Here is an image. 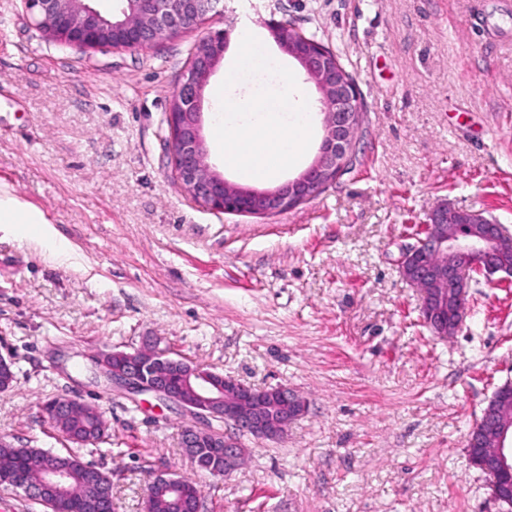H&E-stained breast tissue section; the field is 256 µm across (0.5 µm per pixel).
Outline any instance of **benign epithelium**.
Wrapping results in <instances>:
<instances>
[{"label": "benign epithelium", "instance_id": "7a95c632", "mask_svg": "<svg viewBox=\"0 0 512 512\" xmlns=\"http://www.w3.org/2000/svg\"><path fill=\"white\" fill-rule=\"evenodd\" d=\"M36 20V27L62 47L95 50H146L164 39L198 28L220 12L222 0H124L112 21L105 20L89 0H21ZM279 48L294 58L306 79L319 93L323 138L313 162L298 176L272 189L242 187L224 178L207 161L202 136L204 89L223 57L228 33L200 39L189 61L185 79L169 104L167 124L171 161L182 189L194 201L212 210L267 216L299 205L344 168L361 125V100L336 54L315 39L296 34L286 22L266 23ZM512 253V235L479 212L436 206L429 214L425 237L399 258L402 278L423 293L422 316L435 336L445 339L461 325L472 274L492 281L512 279L505 257ZM457 306L452 322L443 318L448 303ZM112 361L106 377L112 386L133 394H152L191 414L198 425L184 430L182 444L198 466L215 476L231 471L229 464L246 454L238 435L277 440L288 424L305 410L304 401L291 389L275 386L254 390L240 380L171 357L160 341L148 340L131 352L114 350L99 355L100 370ZM12 361L0 354V392L12 388ZM232 428L224 431L219 425ZM482 437H468L471 465L492 477L491 493L499 502L512 503V399L492 396L480 420ZM224 449V467L208 460L202 448ZM85 479L98 486L91 512H112V482L87 465ZM69 469L59 465L45 470L38 482L21 473L1 475L0 484L23 492L40 504L65 486Z\"/></svg>", "mask_w": 512, "mask_h": 512}]
</instances>
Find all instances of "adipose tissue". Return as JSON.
Segmentation results:
<instances>
[{
  "label": "adipose tissue",
  "instance_id": "1",
  "mask_svg": "<svg viewBox=\"0 0 512 512\" xmlns=\"http://www.w3.org/2000/svg\"><path fill=\"white\" fill-rule=\"evenodd\" d=\"M212 97L223 112L216 123L217 144L225 163L243 177L270 180L298 162L311 115L317 110L316 102L304 98L299 87L288 89L274 111L256 99L229 96L222 81L213 85ZM229 110L254 111L260 121L254 125L232 126L225 116Z\"/></svg>",
  "mask_w": 512,
  "mask_h": 512
}]
</instances>
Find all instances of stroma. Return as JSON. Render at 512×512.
<instances>
[{
  "instance_id": "obj_1",
  "label": "stroma",
  "mask_w": 512,
  "mask_h": 512,
  "mask_svg": "<svg viewBox=\"0 0 512 512\" xmlns=\"http://www.w3.org/2000/svg\"><path fill=\"white\" fill-rule=\"evenodd\" d=\"M277 19L339 57L364 114L354 156L308 201L268 217L185 194L166 115L200 38L268 37ZM229 42L211 76L226 79ZM229 80L273 99L317 92L282 56ZM0 196L45 214L39 236L0 223V438L109 474L115 512H144L160 473L192 478L200 512H506L467 440L512 381V281L470 282L448 339L397 261L440 202L512 233V0H224L199 28L140 52L84 53L0 0ZM65 243L64 254L46 245ZM192 364L306 402L282 440L243 436L246 463L200 470L172 404L114 388L94 359L151 338ZM95 406L78 445L41 407Z\"/></svg>"
}]
</instances>
